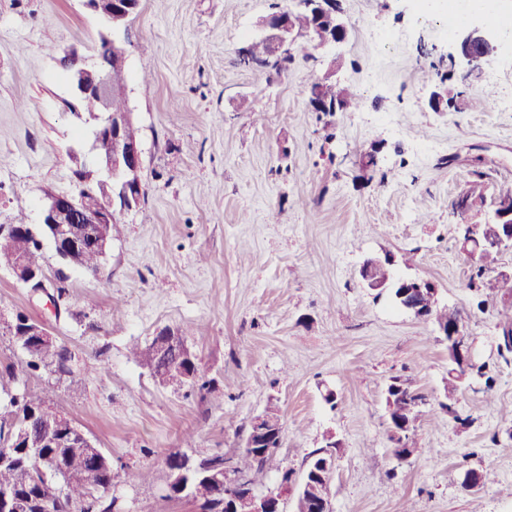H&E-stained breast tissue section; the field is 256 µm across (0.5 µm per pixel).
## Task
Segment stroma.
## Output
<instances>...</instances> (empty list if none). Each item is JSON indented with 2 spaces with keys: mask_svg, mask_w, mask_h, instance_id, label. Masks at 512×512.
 <instances>
[{
  "mask_svg": "<svg viewBox=\"0 0 512 512\" xmlns=\"http://www.w3.org/2000/svg\"><path fill=\"white\" fill-rule=\"evenodd\" d=\"M275 4L293 0H140L118 40L144 199L122 216L100 276L62 268L44 244L45 273L66 290L60 312L0 270V312L44 322L85 379L27 378L0 329V386L47 390V406L110 457L124 512H196L165 499L166 455L236 454L272 400L283 444L253 476L261 491H276L283 469L302 474L332 433V512H512V362L497 356L495 304L469 288L457 233L487 213L453 207L479 177L489 195L512 193V110L496 105L512 60L497 54L462 74L452 37L413 0H340L348 41L328 51L299 38L287 72L259 82L238 50ZM375 28L394 35L379 53ZM100 31L82 0H0V224L22 215L38 225L47 194L74 193V170L94 168L61 60L95 59ZM330 71L360 108L312 111L301 87ZM445 80L457 105L432 111L431 88ZM373 147L379 162L367 170L360 158ZM423 212L432 222H419ZM384 256L461 311L492 387L467 381L449 397L448 343L434 322L361 283L363 261ZM166 328L183 334L206 389L162 388L130 360L131 345ZM395 376L430 401L406 461L386 418ZM468 468L489 483L464 491Z\"/></svg>",
  "mask_w": 512,
  "mask_h": 512,
  "instance_id": "35a3bbf8",
  "label": "stroma"
}]
</instances>
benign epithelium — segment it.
<instances>
[{
  "label": "benign epithelium",
  "mask_w": 512,
  "mask_h": 512,
  "mask_svg": "<svg viewBox=\"0 0 512 512\" xmlns=\"http://www.w3.org/2000/svg\"><path fill=\"white\" fill-rule=\"evenodd\" d=\"M101 21L102 34L112 44L113 70L123 72L126 66L124 51L115 45V36L127 24L128 7L131 0H83ZM297 8L271 14L260 20L257 37L269 45V58L280 61L292 53L296 43L293 34V15L301 12L319 20L330 21L334 35L321 36L316 46L326 48L345 42L349 28L340 8L339 0H296ZM459 62L469 71H474L490 58L497 49L493 28L485 23L460 30L454 40ZM71 89L72 102L76 104L86 97H95L99 108L88 121L92 125L90 149L94 152L101 177L95 191L109 200V205L98 210H87L82 205L83 195L88 189L78 185V192L72 195L50 194L42 208L41 224L44 235L51 241L58 258L67 261L83 248L84 243L93 244L99 252L107 254L111 245L106 225L119 217L137 209L143 198L141 179L142 149L140 141L125 137V128L132 121V113H114L109 99L110 75L96 73L98 65L80 56L77 52L68 53L62 61ZM429 105L435 112L448 109V90L436 86L430 93ZM81 222L84 228L79 230L75 223ZM464 246H472V259H477L480 251L501 250L512 244V200L505 195L492 198L488 219L484 224H461L458 227ZM0 267L8 271L14 280L30 289L32 295L46 300L54 310L60 308L59 290H50L43 270L31 265L24 258H11L0 262ZM360 277L364 287L371 290H386L398 286L402 288L401 297L407 299L405 307L416 310L422 307V299H438L435 284L417 278L398 277L392 270L389 258H368L360 268ZM10 335H17L22 328L28 336H38L43 342H57L45 324L31 319L23 312H16L5 321ZM440 335L448 341L451 349L458 355L455 364L458 370L468 376L476 371L473 347L470 337L464 334L460 325H438ZM249 447L262 448L269 441H281L283 428L274 425L264 414L253 418L250 424ZM390 434L398 447L405 449L400 460L410 459L416 448L409 442L407 430L390 427ZM181 475H195L199 480L209 483H229L230 463H212L205 470L199 465V458L187 454L182 458ZM330 481L324 487L314 488L315 512H328ZM295 493V479L281 483L277 494H262L251 491L240 501L239 512H284V500Z\"/></svg>",
  "instance_id": "1"
}]
</instances>
